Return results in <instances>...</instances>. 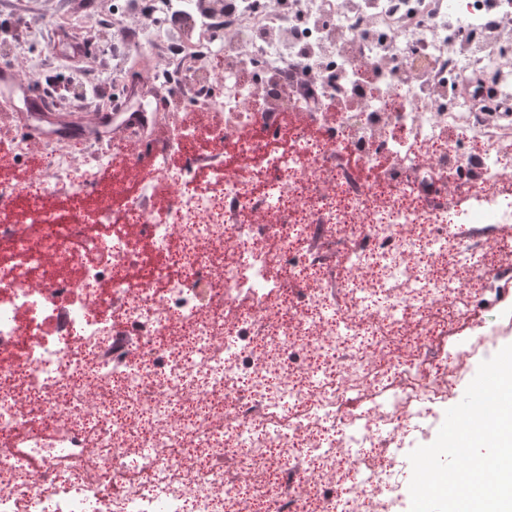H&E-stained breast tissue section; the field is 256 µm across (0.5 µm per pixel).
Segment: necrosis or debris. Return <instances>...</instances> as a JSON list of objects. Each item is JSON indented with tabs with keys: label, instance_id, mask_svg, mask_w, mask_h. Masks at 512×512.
<instances>
[{
	"label": "necrosis or debris",
	"instance_id": "necrosis-or-debris-1",
	"mask_svg": "<svg viewBox=\"0 0 512 512\" xmlns=\"http://www.w3.org/2000/svg\"><path fill=\"white\" fill-rule=\"evenodd\" d=\"M150 2L88 16L168 100L119 128L127 173L152 150L121 208L85 194L97 137L0 113L45 158L0 182V512H399L411 431L512 325V267L467 244L512 232V0ZM37 37L0 36L20 80ZM196 105L207 152L146 145Z\"/></svg>",
	"mask_w": 512,
	"mask_h": 512
}]
</instances>
